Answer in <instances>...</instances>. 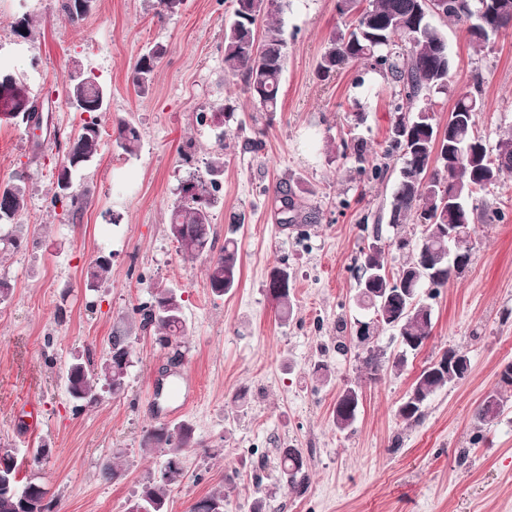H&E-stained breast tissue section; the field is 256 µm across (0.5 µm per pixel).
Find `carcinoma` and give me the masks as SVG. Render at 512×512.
Masks as SVG:
<instances>
[{"instance_id": "carcinoma-1", "label": "carcinoma", "mask_w": 512, "mask_h": 512, "mask_svg": "<svg viewBox=\"0 0 512 512\" xmlns=\"http://www.w3.org/2000/svg\"><path fill=\"white\" fill-rule=\"evenodd\" d=\"M279 0H234L233 18L224 28V69L241 76L251 99L265 112L278 108L285 65V42L277 25ZM338 13L348 17L344 26L331 32L321 58L319 69L329 75L350 62H360L399 83L407 101L423 93L443 92L448 88L452 61L442 32L429 20L436 12L465 27L470 40L481 44L512 26V0H338ZM266 20L264 38L257 35V22ZM165 54L161 45L143 53L133 64L131 80L140 93L151 87L157 68ZM105 86L97 76L84 74L66 85V98L75 103L74 111L89 118L66 146L63 174L86 166L98 154L102 132L98 114L105 111ZM396 106L399 115L391 128L384 155H399L401 160L398 186L390 203V224L394 228L411 221L424 226L419 245L430 254L427 263L418 261L412 251L396 278L402 287H392L386 277V249L394 246L404 250L409 239L399 237L370 253L362 254L358 272L375 278L357 285L355 305L371 313L365 321L368 332L361 338L365 353L361 371L375 379L383 370L384 354L377 345L381 331L390 329L400 339L401 351L392 367L401 369L407 355L421 349L432 333V307L424 296L445 286L461 275L471 259L470 232L474 231L476 194L512 174V132L501 135L494 150H489L476 129L479 110L477 97L464 93L456 98L448 113V123L440 127L435 113L421 110L414 115ZM112 144L124 155L133 156L141 146L136 126L119 120L113 126ZM358 163L357 173L373 179L383 177L387 167L369 160L366 141L353 137L342 140ZM224 169V153L213 154L207 163L206 175L191 177L195 194L179 195L169 213L167 232L178 245V251L195 257L211 248L212 215L215 185L207 176ZM209 198L201 205L198 198ZM277 198L282 206L293 209L292 224H307L313 216L303 210L288 185H279ZM24 182L16 179L0 185V225L12 224L25 209ZM464 224L466 232L457 239L448 238V225ZM110 262L97 259L87 270L90 287L97 288L107 280ZM237 242L227 239L222 252L210 262L209 284L218 296L229 292L239 276ZM142 328H154L156 341L168 348L178 341L185 330L183 298L170 288H157L152 302L138 307ZM130 361L120 364L110 357L99 363L73 357L67 374V390L77 403L93 405L106 391L114 397L125 392ZM464 378V374L425 367L412 384L415 396L413 408L398 409L399 417L407 422L421 418L424 403L437 390ZM352 396L340 393L336 399L333 424L342 432L349 429L356 408H348ZM512 404V375H503L497 388L478 406L475 417L487 424L500 418ZM193 445L191 429L185 426L148 430L141 441L146 454L163 448L166 463L160 475L143 485L136 502L145 512H166L167 494L171 485L184 476L182 454ZM303 452L286 448L279 458L281 477L289 488L302 490L308 483V467L303 465ZM28 501L26 512H52L53 504L45 501V489L34 480L25 483L0 480V512H18L19 495ZM224 485L213 486L191 507V512H224Z\"/></svg>"}]
</instances>
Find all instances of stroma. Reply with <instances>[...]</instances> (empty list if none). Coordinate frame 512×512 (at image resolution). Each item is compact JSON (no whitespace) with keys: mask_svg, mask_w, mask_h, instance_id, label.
Instances as JSON below:
<instances>
[{"mask_svg":"<svg viewBox=\"0 0 512 512\" xmlns=\"http://www.w3.org/2000/svg\"><path fill=\"white\" fill-rule=\"evenodd\" d=\"M63 3L0 0V65L50 103L56 130L35 144L23 128L0 123V184L19 176L27 191L18 218L23 244L0 256V279L13 287L0 303V449L23 454L20 479L38 477L57 512H127L166 461L163 452L142 453L143 435L183 424L194 443L183 452L184 477L169 493L168 512H191L218 483L224 512H250L258 499L265 512H512V410L487 426L475 419L512 362V176L478 194L470 264L431 299L424 347L402 371L360 379L356 355L335 350L338 326L358 314L354 269L363 247L394 233L389 204L400 164L389 160L383 178L366 179L341 142L356 135L382 151L404 93L358 63L318 77L327 39L343 23L337 0H285L277 22L286 60L274 112L254 106L243 80L224 69L231 0H184L162 18L149 0H95L76 25ZM23 16L33 34L19 40L10 25ZM431 21L448 41L451 80L447 92L415 98L411 111L431 109L444 123L459 94L477 93V130L495 147L512 130V28L478 45L445 17ZM156 44L166 54L141 96L131 68ZM75 63L96 74L110 98L100 115V153L73 177L85 195L73 218L51 200L63 159L56 137L83 122L64 93ZM227 103L235 107L229 120L219 111ZM121 118L140 132L137 155L112 144ZM219 149L211 251L188 258L167 233V214L180 184L205 173ZM282 183L314 223L281 225ZM228 238L238 243L239 282L218 296L207 268ZM101 256L111 260L108 283L93 291L86 272ZM277 267L292 280L285 324L266 293ZM158 286L184 299L185 333L174 348L131 323ZM123 331L133 351L124 395L76 407L65 380L72 355L99 360ZM451 349L468 353V376L432 395L418 422H404L397 409L415 378ZM320 363L330 368L327 379L314 373ZM172 369L189 405L155 395ZM354 383L358 413L350 429L336 431V398ZM43 444L48 455L34 461ZM285 448L307 459L304 493L279 480ZM116 462L122 477L106 478Z\"/></svg>","mask_w":512,"mask_h":512,"instance_id":"1","label":"stroma"}]
</instances>
